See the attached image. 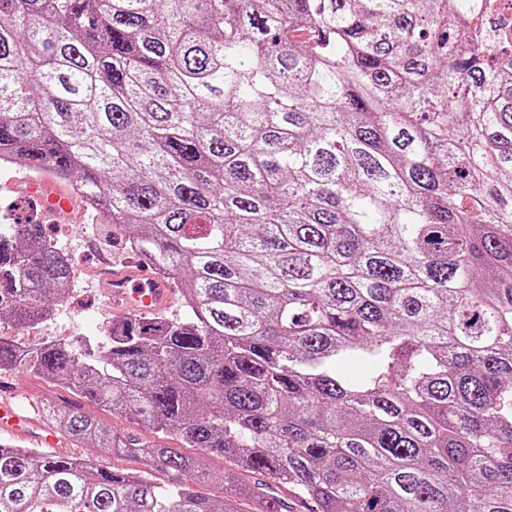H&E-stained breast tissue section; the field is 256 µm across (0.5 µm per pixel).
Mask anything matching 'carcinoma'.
I'll use <instances>...</instances> for the list:
<instances>
[{"label":"carcinoma","mask_w":512,"mask_h":512,"mask_svg":"<svg viewBox=\"0 0 512 512\" xmlns=\"http://www.w3.org/2000/svg\"><path fill=\"white\" fill-rule=\"evenodd\" d=\"M3 155L186 314L98 357L0 337L77 398L60 435L181 476L0 448V512H512V0H0ZM73 280L0 226V316Z\"/></svg>","instance_id":"carcinoma-1"}]
</instances>
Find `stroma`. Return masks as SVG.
<instances>
[{"mask_svg":"<svg viewBox=\"0 0 512 512\" xmlns=\"http://www.w3.org/2000/svg\"><path fill=\"white\" fill-rule=\"evenodd\" d=\"M31 172L15 167L10 172H0V212L7 213L15 223H43L44 232L69 259L75 283L54 308L49 319L34 331L35 342L41 343L64 337L77 354H85L89 344L99 343L106 328L116 314L105 304L99 288L98 270L103 261H110L114 268L127 265L128 254L118 230L108 221L91 222L81 206L61 213L54 221H43L24 192V178ZM8 398L24 413L37 418L47 401H71L65 387H47L29 376L6 375L0 377Z\"/></svg>","mask_w":512,"mask_h":512,"instance_id":"stroma-1","label":"stroma"}]
</instances>
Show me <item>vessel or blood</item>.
Segmentation results:
<instances>
[{
    "mask_svg": "<svg viewBox=\"0 0 512 512\" xmlns=\"http://www.w3.org/2000/svg\"><path fill=\"white\" fill-rule=\"evenodd\" d=\"M26 193L40 207L43 215L54 216L69 210L73 198L67 191L53 186L48 180L30 179ZM100 286L114 310L126 315H144L157 311L172 300L173 291L154 278L147 264L138 263L115 271L102 266ZM19 437L35 448L53 446L54 438L42 434L35 421L21 414L8 400H0V438Z\"/></svg>",
    "mask_w": 512,
    "mask_h": 512,
    "instance_id": "vessel-or-blood-1",
    "label": "vessel or blood"
}]
</instances>
